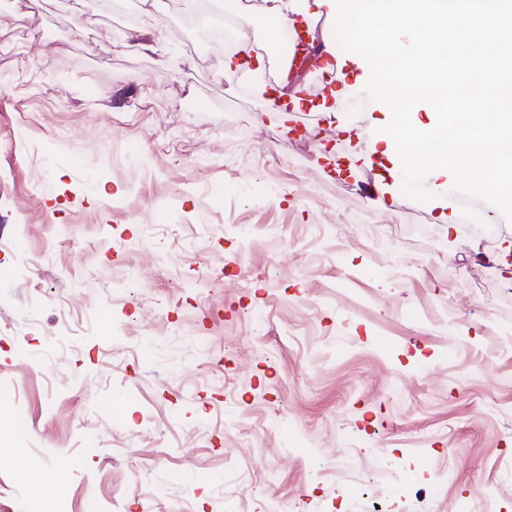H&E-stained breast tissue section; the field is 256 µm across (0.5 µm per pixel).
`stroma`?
<instances>
[{
  "instance_id": "obj_1",
  "label": "stroma",
  "mask_w": 512,
  "mask_h": 512,
  "mask_svg": "<svg viewBox=\"0 0 512 512\" xmlns=\"http://www.w3.org/2000/svg\"><path fill=\"white\" fill-rule=\"evenodd\" d=\"M190 9L0 0V512H512V222L371 204L381 103L292 128Z\"/></svg>"
}]
</instances>
